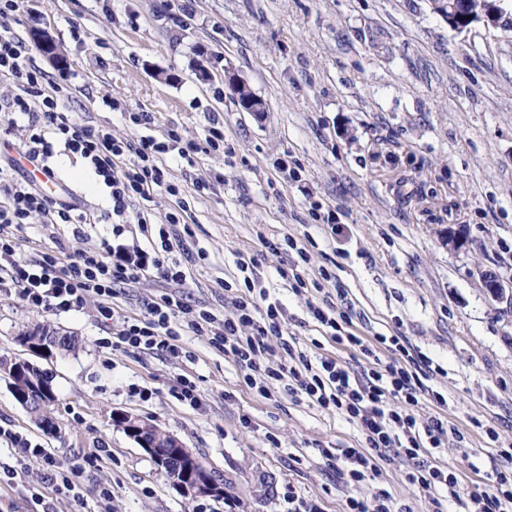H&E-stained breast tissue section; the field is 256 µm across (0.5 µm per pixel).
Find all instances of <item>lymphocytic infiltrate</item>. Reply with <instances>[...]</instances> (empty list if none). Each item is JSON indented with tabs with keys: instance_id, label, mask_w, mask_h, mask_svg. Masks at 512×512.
Segmentation results:
<instances>
[{
	"instance_id": "lymphocytic-infiltrate-1",
	"label": "lymphocytic infiltrate",
	"mask_w": 512,
	"mask_h": 512,
	"mask_svg": "<svg viewBox=\"0 0 512 512\" xmlns=\"http://www.w3.org/2000/svg\"><path fill=\"white\" fill-rule=\"evenodd\" d=\"M18 8L19 0H0V78L14 88L13 95L0 98V112L8 115V129L23 131L16 156L9 158L7 167H0V295L18 296L30 308L52 314L94 301L99 319L119 323L118 344L173 357L180 354V329L210 336L225 358L244 370V382L256 394L269 397L271 382L278 381L289 396L334 411L359 426L363 439L358 446L321 451L335 461L339 479L350 490L343 512H395L387 495L356 491L359 484L376 479L382 461L393 457L403 461L406 482L423 491L430 512H447L451 507L456 512H512V474L507 469L494 468L493 484L465 495L454 472L421 461V453L442 448L450 427L440 415L419 422L416 411L425 397H432L440 407L446 399L429 392L431 363L405 337L359 336L343 314L311 303L307 314L321 336L358 355L360 369L331 356L309 354L293 341L283 342L275 365L269 366L262 359L270 350L269 338L283 334L285 310L255 281H246L245 294L233 297L228 315L189 303L176 291L161 295L138 317L123 315L113 306L116 286L139 282L149 272L176 285L184 281V272L167 254L170 230L180 223L188 204L184 189L171 179L166 159L189 158L196 146L175 129L160 140L151 136L129 140L115 137L108 127L72 118L69 86L47 82L23 56V45L8 22ZM62 154L79 157L103 185L106 215L113 224L147 226L149 217L130 215L132 201L158 190L174 197L175 208L154 225L159 246L131 248L105 236L96 250L73 257L44 254L18 259L17 234L31 217L41 216L47 224L94 221L76 204L15 176L24 160L55 174L56 159ZM0 439L16 450L13 460H0L1 483L15 480L25 461L33 458L41 466L42 487L65 495L74 490L75 472L64 469L47 449L1 427Z\"/></svg>"
}]
</instances>
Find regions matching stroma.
<instances>
[{"instance_id":"1","label":"stroma","mask_w":512,"mask_h":512,"mask_svg":"<svg viewBox=\"0 0 512 512\" xmlns=\"http://www.w3.org/2000/svg\"><path fill=\"white\" fill-rule=\"evenodd\" d=\"M10 23L32 64L71 85L73 118L132 140L174 127L196 144L192 160L167 161L185 190L208 183L183 215L190 235L172 242L188 301L230 313L224 284L246 274L288 311L272 350L285 338L314 346L312 301L344 313L361 335L406 337L435 367L429 388L447 399L442 408L425 400L418 418L444 416L466 435L461 445L447 439L433 463L455 471L462 492L485 489L486 428L512 445V304L494 300L479 277L512 278V0L495 23L459 33L430 0H23ZM37 30L52 36L61 64L46 59ZM228 69L265 101L264 115L239 110ZM128 111L151 113V126H131ZM213 126L224 130L223 151L207 147ZM57 168L88 210L105 208L81 161L62 156ZM316 203L333 211L340 235L313 220ZM458 228L465 243L455 249L448 233ZM111 231L35 217L19 232V254L74 256ZM261 231L300 241L307 278L325 267L332 283L294 292L295 251L266 247ZM165 288L152 273L118 288L113 303L136 317ZM39 324L76 336L78 349L30 352L18 335ZM112 332L90 302L55 315L0 296V356L52 374L57 429L39 426L1 376L0 426L78 473L76 496L45 489L56 512H288L292 489L342 512L345 490L321 451L357 446V425L277 387L258 396L207 337L183 333V355L173 358L103 347ZM183 376L199 406L182 399ZM119 413L178 438L223 479V496H183L115 425ZM381 469L361 493L384 491L407 512H428L401 459ZM38 474L31 460L0 485V512H31Z\"/></svg>"}]
</instances>
